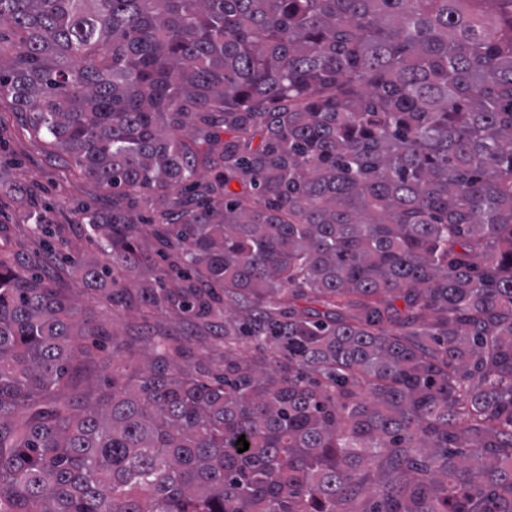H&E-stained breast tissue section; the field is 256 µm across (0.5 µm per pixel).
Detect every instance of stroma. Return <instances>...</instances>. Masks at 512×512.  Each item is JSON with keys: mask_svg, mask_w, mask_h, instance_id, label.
Returning a JSON list of instances; mask_svg holds the SVG:
<instances>
[{"mask_svg": "<svg viewBox=\"0 0 512 512\" xmlns=\"http://www.w3.org/2000/svg\"><path fill=\"white\" fill-rule=\"evenodd\" d=\"M111 209L110 193L80 175L46 137L30 134L11 101L0 100V259L22 269L42 257V273L78 299L104 329L100 358L111 359L112 343L118 340L134 359H142L151 337L164 334L184 345L182 365L195 372L223 373L222 327L161 310L145 315L133 303L112 305L107 288L83 279L77 261L106 259L88 217ZM35 210L54 231L50 241L34 231L29 214Z\"/></svg>", "mask_w": 512, "mask_h": 512, "instance_id": "35a3bbf8", "label": "stroma"}]
</instances>
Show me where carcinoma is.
Wrapping results in <instances>:
<instances>
[{
    "label": "carcinoma",
    "mask_w": 512,
    "mask_h": 512,
    "mask_svg": "<svg viewBox=\"0 0 512 512\" xmlns=\"http://www.w3.org/2000/svg\"><path fill=\"white\" fill-rule=\"evenodd\" d=\"M4 28L0 98L112 192L83 277L129 295L121 203L159 196L136 300L224 322V374L159 338L78 389L82 309L0 260V512H512V0H0Z\"/></svg>",
    "instance_id": "carcinoma-1"
}]
</instances>
